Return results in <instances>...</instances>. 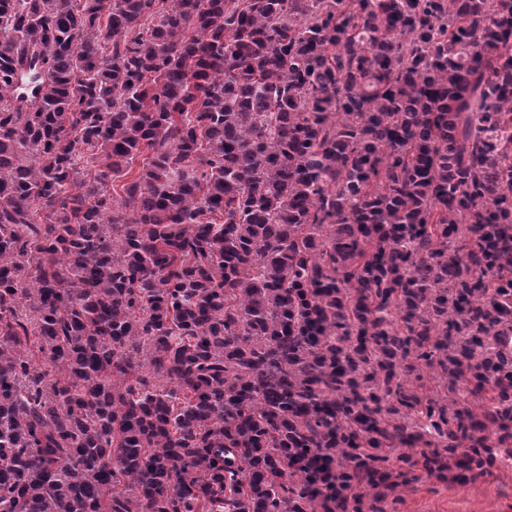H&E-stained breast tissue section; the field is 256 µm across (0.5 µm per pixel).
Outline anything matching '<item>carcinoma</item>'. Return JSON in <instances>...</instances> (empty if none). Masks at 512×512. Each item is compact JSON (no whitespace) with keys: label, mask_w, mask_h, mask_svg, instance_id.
I'll return each mask as SVG.
<instances>
[{"label":"carcinoma","mask_w":512,"mask_h":512,"mask_svg":"<svg viewBox=\"0 0 512 512\" xmlns=\"http://www.w3.org/2000/svg\"><path fill=\"white\" fill-rule=\"evenodd\" d=\"M510 461L512 0H0V512Z\"/></svg>","instance_id":"cac0c4a2"}]
</instances>
